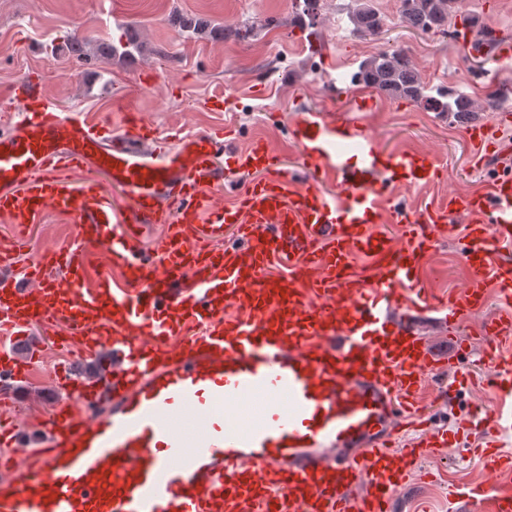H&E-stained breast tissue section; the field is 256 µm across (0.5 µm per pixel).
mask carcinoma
I'll return each mask as SVG.
<instances>
[{
  "mask_svg": "<svg viewBox=\"0 0 512 512\" xmlns=\"http://www.w3.org/2000/svg\"><path fill=\"white\" fill-rule=\"evenodd\" d=\"M460 0H400V17L408 26L423 31L445 32L454 4ZM351 22L356 31L376 35L383 28L381 17L365 2L357 4ZM351 79L387 96L424 104L432 112L451 113L456 117L476 111L475 102L454 89L427 93V86L413 67L407 51L395 46L364 60Z\"/></svg>",
  "mask_w": 512,
  "mask_h": 512,
  "instance_id": "carcinoma-1",
  "label": "carcinoma"
}]
</instances>
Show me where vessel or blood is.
Listing matches in <instances>:
<instances>
[{
    "label": "vessel or blood",
    "mask_w": 512,
    "mask_h": 512,
    "mask_svg": "<svg viewBox=\"0 0 512 512\" xmlns=\"http://www.w3.org/2000/svg\"><path fill=\"white\" fill-rule=\"evenodd\" d=\"M0 106L19 116L0 131V215L15 230L0 246V379L31 381L41 344L26 359L14 345L36 328L97 370L48 374L59 400L40 447L27 422L0 424V512H392L421 458L473 429L489 477L464 504L512 512L499 479L512 456L497 447L512 416L485 403L512 396L511 173L415 213L392 200L439 180L434 152L388 151L333 105L293 120L295 173L268 140L225 148L221 128L170 144L120 98L115 128L63 115L40 73ZM511 122L469 128L476 163L512 154ZM242 172L252 180L225 200V175ZM49 213L76 224L74 241L24 259ZM447 237L467 275L439 298L426 277ZM423 318L474 326L481 356L459 341L438 357ZM434 375L442 400L474 392L455 429L419 410Z\"/></svg>",
    "instance_id": "1"
}]
</instances>
